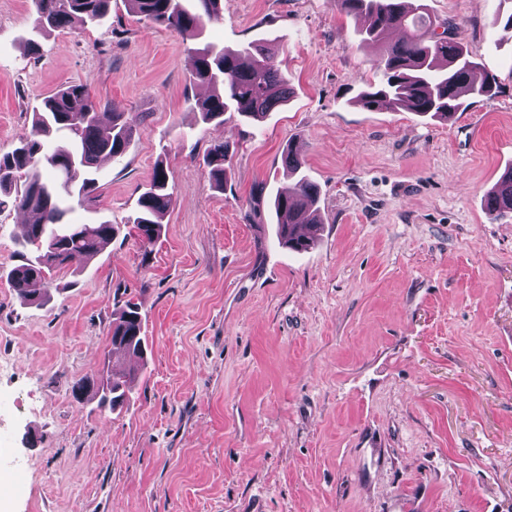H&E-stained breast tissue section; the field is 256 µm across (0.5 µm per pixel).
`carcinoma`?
Segmentation results:
<instances>
[{
	"label": "carcinoma",
	"mask_w": 512,
	"mask_h": 512,
	"mask_svg": "<svg viewBox=\"0 0 512 512\" xmlns=\"http://www.w3.org/2000/svg\"><path fill=\"white\" fill-rule=\"evenodd\" d=\"M112 0H35L37 18L33 32L39 34L66 27L79 19L94 23L110 9ZM141 19L163 25L184 38L201 37L205 22L218 19L220 0H126ZM412 0H336L340 12L362 21L364 41L382 46L377 60L379 83L367 86L358 102L375 111L405 109L441 120L465 111L471 101L492 95L494 79L476 77L477 64L456 40L453 24L437 32L423 5ZM397 42L389 41L393 31ZM193 81L212 93L196 103L201 121L215 129L224 126L231 113L251 121L265 118L286 104L292 91L288 78L272 49L250 42L238 49L207 44L195 52ZM137 117L124 112H102L87 100L85 88L70 85L48 97L33 113L31 133L10 152L0 155V207L12 205L29 214L20 263L8 273L19 297L30 304L45 302L48 285L57 270L75 260H91L119 234L117 224H69V201L92 199L96 190L100 158L121 159L138 133ZM227 147L220 143L207 156L217 188L226 180ZM284 162L297 176L292 190L274 199L277 234L288 249L307 251L316 244L320 225L316 210L317 188L302 172L297 152L286 148ZM171 199L169 176L163 163L154 169L147 190L138 201L132 230L143 247L160 235V216ZM486 214L495 219L512 212V170L506 172L488 194ZM146 352L142 316L137 304L126 301L112 319L110 349L105 370L95 383L81 382L75 391L87 388L99 394V405L116 410L132 399L137 374L117 373L115 359Z\"/></svg>",
	"instance_id": "1"
}]
</instances>
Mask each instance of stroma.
Instances as JSON below:
<instances>
[{
    "instance_id": "35a3bbf8",
    "label": "stroma",
    "mask_w": 512,
    "mask_h": 512,
    "mask_svg": "<svg viewBox=\"0 0 512 512\" xmlns=\"http://www.w3.org/2000/svg\"><path fill=\"white\" fill-rule=\"evenodd\" d=\"M453 23L492 97L449 120L371 111L376 45L336 0H223L197 40L112 0L97 23L32 37L33 0H0V153L60 87L140 132L103 162L77 224H125L157 162V242L116 238L62 270L41 307L7 281L20 210L0 209V512H512V216L485 196L512 168V0H423ZM268 44L293 94L215 130L194 104L198 48ZM228 145L217 188L205 163ZM318 188L320 241L279 246L273 200ZM137 303L147 351L117 411L77 398Z\"/></svg>"
}]
</instances>
